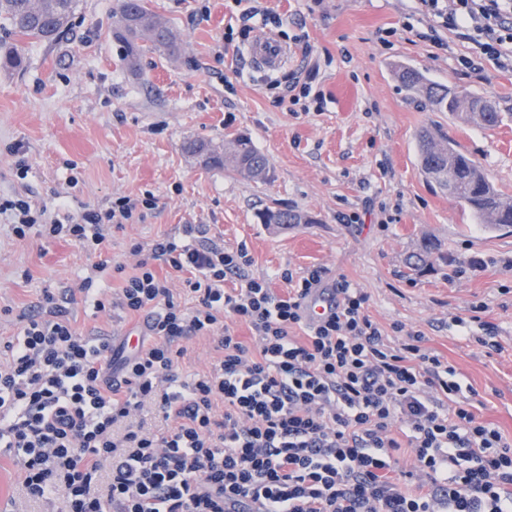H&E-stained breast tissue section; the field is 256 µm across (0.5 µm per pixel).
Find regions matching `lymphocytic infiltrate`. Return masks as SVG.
I'll return each instance as SVG.
<instances>
[{
    "mask_svg": "<svg viewBox=\"0 0 512 512\" xmlns=\"http://www.w3.org/2000/svg\"><path fill=\"white\" fill-rule=\"evenodd\" d=\"M416 11L420 41L447 49L451 30L512 69V0H417ZM154 205L120 196L47 224L27 200H0L17 237L68 240L123 276L113 301L83 280L84 301L144 319L131 351L79 332L49 288L16 315V334L0 340V456L23 471L27 500L55 512H512V438L480 418L420 331L394 324L406 339L393 344L345 279L335 313L307 322L302 303L323 269L282 270L288 290L275 293L250 276L247 248L206 241L197 224L132 243L126 275L112 237ZM199 338L218 357L182 375ZM148 411L163 428L140 422ZM404 449L409 470L396 467Z\"/></svg>",
    "mask_w": 512,
    "mask_h": 512,
    "instance_id": "1",
    "label": "lymphocytic infiltrate"
}]
</instances>
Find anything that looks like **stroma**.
I'll list each match as a JSON object with an SVG mask.
<instances>
[{"label":"stroma","instance_id":"stroma-1","mask_svg":"<svg viewBox=\"0 0 512 512\" xmlns=\"http://www.w3.org/2000/svg\"><path fill=\"white\" fill-rule=\"evenodd\" d=\"M174 25L177 56L150 54L143 77L122 65L112 38L118 0H81L63 38L22 40L23 71H0V199L22 196L55 219L75 217L113 198L153 196L142 223L112 239V256L134 270L131 242H148L182 224L203 225L212 240L246 246L251 275L278 293L277 272L322 267L325 280L347 279L368 295V313L383 331L394 323L421 331L425 348L448 360L481 418L512 436V232H488L435 189L420 169L417 135L435 128L484 167L512 197V70L485 60L467 71L459 56L475 45L445 32L447 50L418 40L412 0H263L285 18L281 42L288 61L269 85L244 47L224 32L234 0H146ZM312 56H305L304 45ZM319 63L318 109L291 111L283 82ZM403 63L459 93L504 112L486 128L433 110L397 81ZM243 134L268 160L265 181L201 165L184 146L195 139L225 144ZM27 171L17 174L12 146ZM77 184H70V177ZM289 207L307 224L279 229L259 211ZM359 213L345 224L339 214ZM445 244L454 262L412 279L405 261L422 237ZM93 259L77 246L36 235L16 237L0 215V337L17 332L14 316L36 305L44 289L77 287ZM485 305L501 351L463 339L452 318ZM70 310L79 332L118 336L140 325L81 299Z\"/></svg>","mask_w":512,"mask_h":512}]
</instances>
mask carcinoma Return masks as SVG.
I'll return each instance as SVG.
<instances>
[{
  "label": "carcinoma",
  "mask_w": 512,
  "mask_h": 512,
  "mask_svg": "<svg viewBox=\"0 0 512 512\" xmlns=\"http://www.w3.org/2000/svg\"><path fill=\"white\" fill-rule=\"evenodd\" d=\"M79 6L80 0H0V26L15 37L52 43L69 30ZM112 37L122 44L126 69L136 76L147 55L178 54V32L148 9L145 0H119L113 15ZM24 64L25 53L18 44L0 43L1 68L20 70ZM395 69L402 87L423 97L436 111L485 127H497L502 123L501 114L489 102L452 93L445 86L424 80L409 66L397 64ZM186 150L209 166L229 168L250 180H262L267 175L265 155L244 136L234 138L224 149L210 141L193 140L187 143ZM420 166L431 183L469 210L484 227L512 226V203L489 180L485 169L455 141L443 134L422 132ZM259 220L281 228L310 223L309 217L289 208H268L259 214ZM433 256H443L442 247L428 242L420 252L407 258V267L417 274L425 269Z\"/></svg>",
  "instance_id": "1"
}]
</instances>
